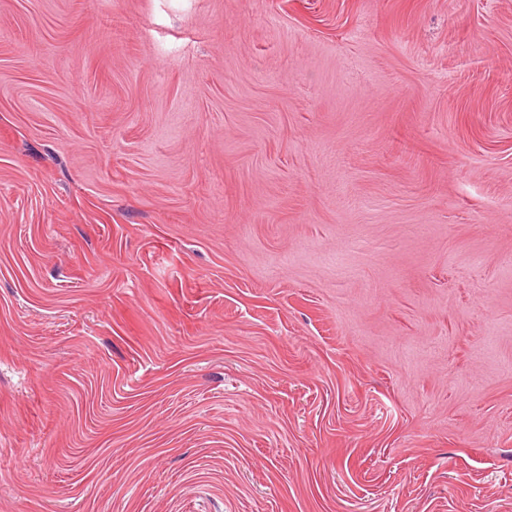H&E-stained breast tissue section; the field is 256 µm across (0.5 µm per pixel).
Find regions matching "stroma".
<instances>
[{
    "instance_id": "obj_1",
    "label": "stroma",
    "mask_w": 512,
    "mask_h": 512,
    "mask_svg": "<svg viewBox=\"0 0 512 512\" xmlns=\"http://www.w3.org/2000/svg\"><path fill=\"white\" fill-rule=\"evenodd\" d=\"M0 512H512V0H0Z\"/></svg>"
}]
</instances>
